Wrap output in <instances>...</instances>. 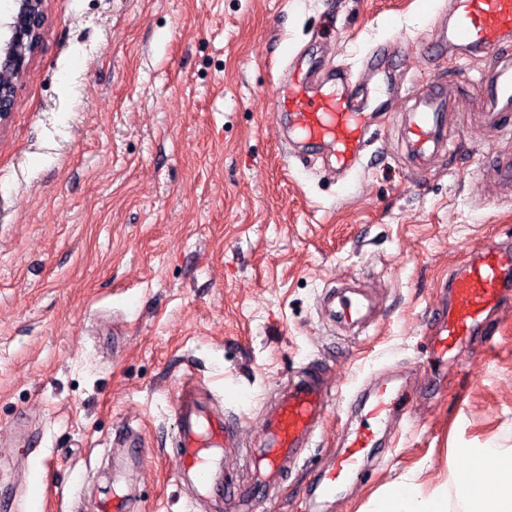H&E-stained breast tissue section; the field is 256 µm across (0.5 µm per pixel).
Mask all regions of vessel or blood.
<instances>
[{
  "mask_svg": "<svg viewBox=\"0 0 512 512\" xmlns=\"http://www.w3.org/2000/svg\"><path fill=\"white\" fill-rule=\"evenodd\" d=\"M460 51L488 57L478 70L483 96L475 118L498 141L493 173L503 197L511 200L512 0H448L430 43V57L440 60ZM396 58V48L389 45L369 52L362 66L371 83L364 86L350 67L330 66L298 53L283 72L282 94L276 101L292 143L285 158L312 161L328 153L334 158V172L342 177L363 166L373 140L374 114L383 106V95L397 89L392 82ZM457 97V85L443 78L410 94L409 106L393 122L405 166L425 175L436 157L447 155L448 109ZM445 286L454 304L434 313L427 325L435 346L433 358L440 362L472 337L489 335L490 312L512 298V236L490 242L454 269ZM375 312V295L354 276L327 287L318 300L322 321L348 336L367 327ZM396 402L384 383L376 384L360 401L358 427L321 474L323 495H335L349 475L364 473ZM330 405L322 368L307 367L293 375L264 416L258 440L243 450L244 470L234 471L225 468L224 451L237 445L240 420L205 406L196 381L186 380L174 402V448L181 477L195 484L197 503L220 501L226 512H257L259 504L279 493L310 448L316 430L331 415ZM112 444L135 454L146 446L140 431L129 425L115 430Z\"/></svg>",
  "mask_w": 512,
  "mask_h": 512,
  "instance_id": "1",
  "label": "vessel or blood"
}]
</instances>
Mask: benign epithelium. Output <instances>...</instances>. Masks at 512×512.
<instances>
[{"label": "benign epithelium", "instance_id": "obj_1", "mask_svg": "<svg viewBox=\"0 0 512 512\" xmlns=\"http://www.w3.org/2000/svg\"><path fill=\"white\" fill-rule=\"evenodd\" d=\"M11 20L0 24V123L13 111L15 85L28 69L45 23V0H14Z\"/></svg>", "mask_w": 512, "mask_h": 512}]
</instances>
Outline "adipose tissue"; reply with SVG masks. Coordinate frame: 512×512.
<instances>
[{
  "mask_svg": "<svg viewBox=\"0 0 512 512\" xmlns=\"http://www.w3.org/2000/svg\"><path fill=\"white\" fill-rule=\"evenodd\" d=\"M481 454L483 470L497 473L502 489L476 488L474 495L461 498L463 512H512V450L485 448ZM462 484L461 473L453 470L434 484L420 481L418 474L410 471L373 498L367 512H448L450 496L461 490Z\"/></svg>",
  "mask_w": 512,
  "mask_h": 512,
  "instance_id": "obj_1",
  "label": "adipose tissue"
}]
</instances>
